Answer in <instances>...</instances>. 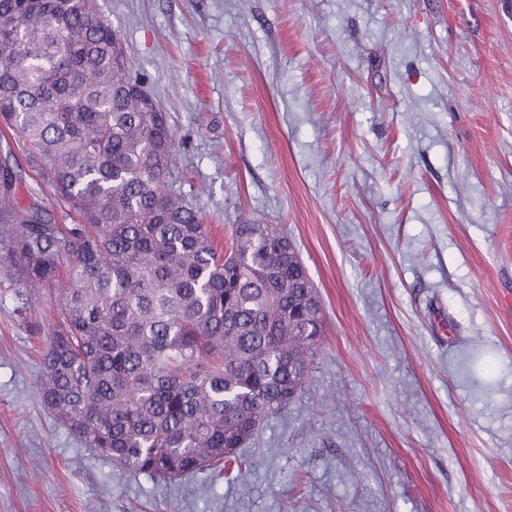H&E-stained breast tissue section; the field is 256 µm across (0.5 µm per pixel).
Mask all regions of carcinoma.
I'll return each mask as SVG.
<instances>
[{"mask_svg": "<svg viewBox=\"0 0 512 512\" xmlns=\"http://www.w3.org/2000/svg\"><path fill=\"white\" fill-rule=\"evenodd\" d=\"M0 17V121L78 217L18 202L0 163V245L55 302L40 401L125 473L220 475L300 392L323 334L316 289L279 224L215 243L97 0H0Z\"/></svg>", "mask_w": 512, "mask_h": 512, "instance_id": "1", "label": "carcinoma"}]
</instances>
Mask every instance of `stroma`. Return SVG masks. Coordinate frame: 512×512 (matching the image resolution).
Listing matches in <instances>:
<instances>
[{"label":"stroma","mask_w":512,"mask_h":512,"mask_svg":"<svg viewBox=\"0 0 512 512\" xmlns=\"http://www.w3.org/2000/svg\"><path fill=\"white\" fill-rule=\"evenodd\" d=\"M98 10L204 223L292 239L323 342L242 473L128 474L40 405L52 304L0 252V512H512V0ZM8 152L18 201L65 218Z\"/></svg>","instance_id":"obj_1"}]
</instances>
